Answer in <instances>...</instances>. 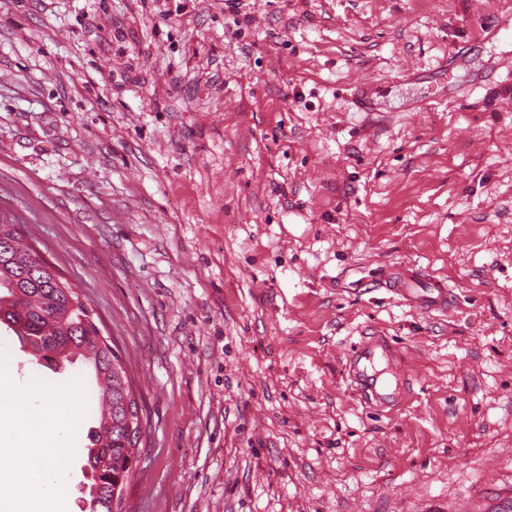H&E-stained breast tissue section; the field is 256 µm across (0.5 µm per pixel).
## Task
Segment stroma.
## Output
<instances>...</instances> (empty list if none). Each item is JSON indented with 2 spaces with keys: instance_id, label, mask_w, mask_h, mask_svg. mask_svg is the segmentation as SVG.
Listing matches in <instances>:
<instances>
[{
  "instance_id": "1",
  "label": "stroma",
  "mask_w": 512,
  "mask_h": 512,
  "mask_svg": "<svg viewBox=\"0 0 512 512\" xmlns=\"http://www.w3.org/2000/svg\"><path fill=\"white\" fill-rule=\"evenodd\" d=\"M508 19L0 0V219L120 350L142 409L123 512H512ZM446 59L451 102L401 77ZM405 265L448 280L446 311L382 287ZM360 341L389 406L347 376ZM0 344L16 383L80 375Z\"/></svg>"
}]
</instances>
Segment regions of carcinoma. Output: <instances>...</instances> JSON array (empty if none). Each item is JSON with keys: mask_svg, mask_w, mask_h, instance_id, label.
Instances as JSON below:
<instances>
[{"mask_svg": "<svg viewBox=\"0 0 512 512\" xmlns=\"http://www.w3.org/2000/svg\"><path fill=\"white\" fill-rule=\"evenodd\" d=\"M20 343L39 344L46 366L81 363L95 377L102 406L88 430L86 466L91 487L88 512H122L123 491L139 454L140 407L114 341L102 335L81 295L21 242L20 225L0 221V326Z\"/></svg>", "mask_w": 512, "mask_h": 512, "instance_id": "1", "label": "carcinoma"}]
</instances>
